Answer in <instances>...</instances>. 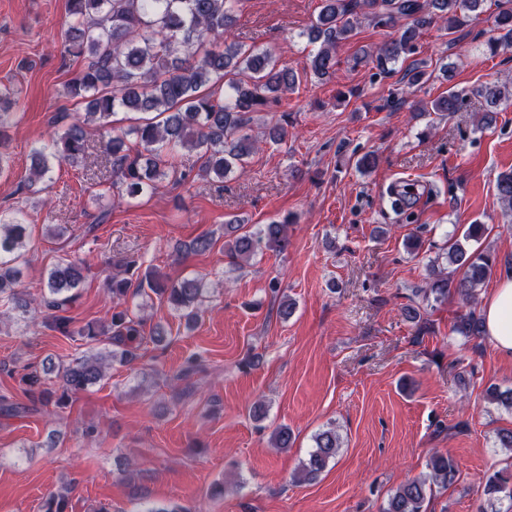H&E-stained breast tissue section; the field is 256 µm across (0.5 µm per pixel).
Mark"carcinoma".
I'll return each instance as SVG.
<instances>
[{"label":"carcinoma","instance_id":"1","mask_svg":"<svg viewBox=\"0 0 512 512\" xmlns=\"http://www.w3.org/2000/svg\"><path fill=\"white\" fill-rule=\"evenodd\" d=\"M240 0H67L71 18L65 53L87 60L80 74L65 89L67 96L86 104V121H92L109 135L105 161L112 167V185L121 194L135 198L155 189L158 182L172 179L178 184L190 181L192 171L177 169L172 155L178 150L195 152L201 163L197 175L222 180L245 168L259 148L251 134L254 113L277 103L291 90L297 75L281 66L273 56L231 39L233 13ZM322 6L310 38L320 42L310 60L314 75L324 77L336 68V48L349 38L359 24V12L372 14L390 28L391 37L375 54L376 68L388 71V64L411 55L422 30L438 22L448 24V33L460 25L458 15L473 12L484 0H321ZM406 20L403 25L398 21ZM495 30L503 35L492 40V47L512 44V5L500 9L494 18ZM461 98L450 91L430 103L422 112H454ZM150 114L152 118L128 129L111 126L118 112ZM282 120L267 127L263 136L281 143L288 136ZM133 135L140 150L130 154L125 139ZM88 140L84 124H69L57 138L34 152L33 176L44 178L55 163L79 164L85 158ZM497 195L512 211V170L498 174ZM390 209L399 215L412 214L417 194L410 187L397 186L388 199ZM288 221H271L252 231H241V221L224 225L230 262L239 265L268 250L288 251ZM484 224H468L453 231L443 248L450 270L433 272L425 286L412 289L401 314L414 323L417 336L431 332L423 318V306H433L456 295L469 309L455 317L452 333L469 342L484 336L481 317L473 307L478 288L488 280L497 264L490 251L478 246L486 236ZM26 225L13 215L0 214V304L6 308L43 315L44 323L65 336H79L88 345L80 357L56 367H27L22 376L24 393L30 405L0 398V412L6 416L26 414L32 407L59 405L71 395L88 390L104 379L112 362L130 363L138 357L146 339L160 341L164 329L152 327L145 336L144 318L125 307L129 292L167 300L188 323L199 317L206 283L202 277L171 282L150 268L132 281L117 275L108 284L113 307L110 323L100 329L73 330L66 316L67 306L76 298L83 280L84 263L60 261L50 268L45 288L37 295L16 288L22 276V262L28 247ZM477 247H471V244ZM213 239L207 234L178 248L180 253H204ZM487 400L512 411V388L486 389ZM271 446L286 449L292 445L288 427L275 428ZM315 446L301 463L298 474L313 481L336 459L341 448L336 428L323 429L314 436ZM429 473L410 479L391 493L381 512H426V501L433 487L448 489L456 479L457 462L449 455L434 454ZM50 493L43 512H65L68 493ZM482 494L489 501H509L512 512V466L495 469L484 477Z\"/></svg>","mask_w":512,"mask_h":512}]
</instances>
